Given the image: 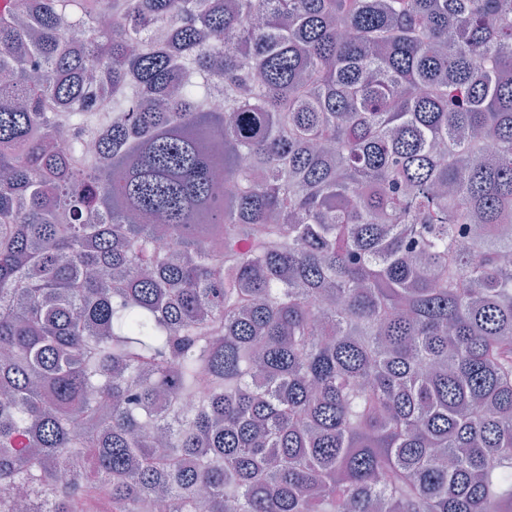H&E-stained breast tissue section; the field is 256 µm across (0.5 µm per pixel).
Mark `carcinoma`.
<instances>
[{
    "label": "carcinoma",
    "mask_w": 512,
    "mask_h": 512,
    "mask_svg": "<svg viewBox=\"0 0 512 512\" xmlns=\"http://www.w3.org/2000/svg\"><path fill=\"white\" fill-rule=\"evenodd\" d=\"M508 255L512 0H0V512H512Z\"/></svg>",
    "instance_id": "carcinoma-1"
}]
</instances>
